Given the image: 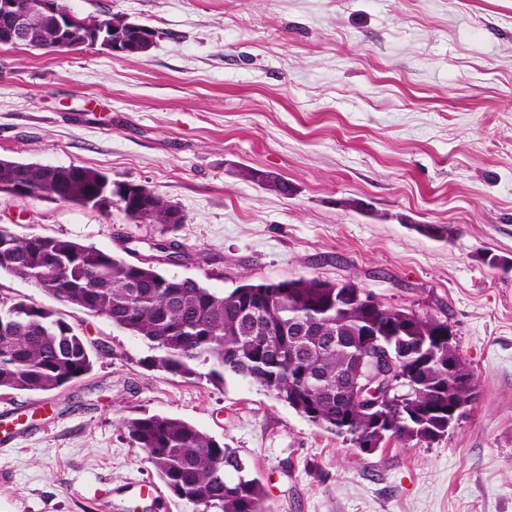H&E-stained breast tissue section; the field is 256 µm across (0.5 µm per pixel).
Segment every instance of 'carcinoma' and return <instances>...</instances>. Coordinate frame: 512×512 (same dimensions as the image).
Returning a JSON list of instances; mask_svg holds the SVG:
<instances>
[{"label": "carcinoma", "instance_id": "carcinoma-1", "mask_svg": "<svg viewBox=\"0 0 512 512\" xmlns=\"http://www.w3.org/2000/svg\"><path fill=\"white\" fill-rule=\"evenodd\" d=\"M119 26L112 42L134 45L142 55L157 32L141 33L112 16ZM239 175L265 189L288 195L283 178L244 168ZM103 173L71 165L47 170L41 164L0 158V193L25 183L31 196H51L87 206ZM115 193L130 217L163 227L184 216L168 201L161 209L149 204L153 190L145 185ZM36 283L43 291L140 339L153 352L152 365L173 374L206 376L255 383L311 424L354 442L372 435L379 442L433 439L430 430L447 434L448 385L443 360L448 354V323L396 307L378 305L366 311L356 304L355 288L317 277L276 282H244L219 293L190 277L163 274L153 260L132 264L96 246L72 239L18 237L0 228V274ZM421 352L412 394L394 402L388 415L418 412L420 428H383L361 406L338 398L344 375L358 369L368 344ZM93 360L84 336L54 313L26 302L0 303V390L47 393L91 372ZM131 444L179 499L213 512H265L264 486L245 472L233 448L193 424L170 416L131 417L123 421Z\"/></svg>", "mask_w": 512, "mask_h": 512}]
</instances>
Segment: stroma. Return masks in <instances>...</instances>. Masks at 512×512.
Segmentation results:
<instances>
[{"label":"stroma","instance_id":"obj_1","mask_svg":"<svg viewBox=\"0 0 512 512\" xmlns=\"http://www.w3.org/2000/svg\"><path fill=\"white\" fill-rule=\"evenodd\" d=\"M155 29L139 56L0 46V157L79 165L176 204L164 228L0 193V227L166 274L353 281L448 323L476 398L441 439L371 454L256 384L183 377L138 339L0 275V300L55 311L94 367L47 393L0 391V512H204L165 493L129 417L183 419L236 449L266 512H512V0H61ZM251 167L291 186L243 179ZM443 226L444 240L417 232Z\"/></svg>","mask_w":512,"mask_h":512}]
</instances>
